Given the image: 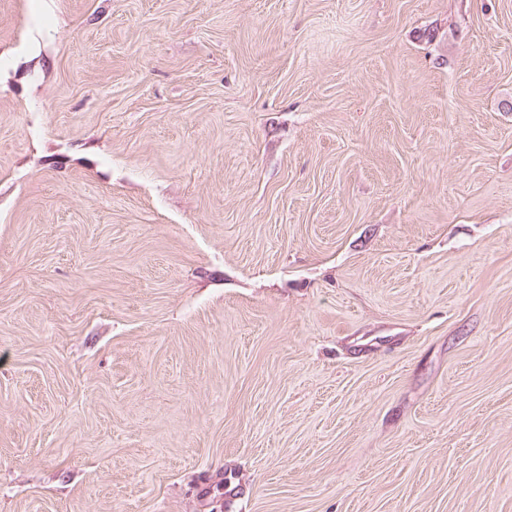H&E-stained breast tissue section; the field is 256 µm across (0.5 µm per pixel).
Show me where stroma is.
I'll use <instances>...</instances> for the list:
<instances>
[{
    "label": "stroma",
    "mask_w": 512,
    "mask_h": 512,
    "mask_svg": "<svg viewBox=\"0 0 512 512\" xmlns=\"http://www.w3.org/2000/svg\"><path fill=\"white\" fill-rule=\"evenodd\" d=\"M0 512H512V0H0Z\"/></svg>",
    "instance_id": "stroma-1"
}]
</instances>
